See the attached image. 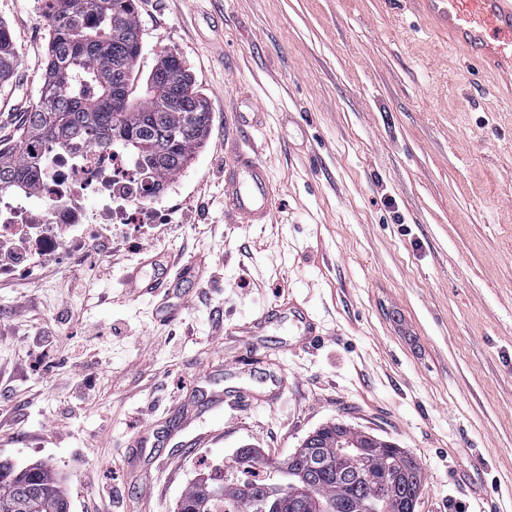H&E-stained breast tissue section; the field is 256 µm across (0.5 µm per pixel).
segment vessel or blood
I'll list each match as a JSON object with an SVG mask.
<instances>
[{"mask_svg": "<svg viewBox=\"0 0 512 512\" xmlns=\"http://www.w3.org/2000/svg\"><path fill=\"white\" fill-rule=\"evenodd\" d=\"M443 26L449 37L462 45L468 55L492 66L500 75L512 77V0H420ZM275 196L268 165L255 151H238L224 167V199L247 224H267L272 220ZM128 280L140 292L169 299L167 271L145 278L133 268Z\"/></svg>", "mask_w": 512, "mask_h": 512, "instance_id": "1", "label": "vessel or blood"}]
</instances>
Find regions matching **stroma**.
Instances as JSON below:
<instances>
[{
  "instance_id": "1",
  "label": "stroma",
  "mask_w": 512,
  "mask_h": 512,
  "mask_svg": "<svg viewBox=\"0 0 512 512\" xmlns=\"http://www.w3.org/2000/svg\"><path fill=\"white\" fill-rule=\"evenodd\" d=\"M41 0H0L17 53L0 139L44 82ZM134 93L177 54L212 122L156 199L182 222L147 248L194 263L170 309L130 287L138 255L100 266L52 357H27L16 291L0 287V461L66 480L70 512H174L199 475L291 454L342 419L420 464L417 512H512V85L450 45L417 0H136ZM262 106L239 128L242 97ZM257 147L275 221H224V165ZM221 268L205 282L208 262ZM56 266L31 289L56 316ZM294 303L324 336L297 343ZM94 379L77 402L62 386ZM250 399L236 403L239 391Z\"/></svg>"
}]
</instances>
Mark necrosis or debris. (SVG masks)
Instances as JSON below:
<instances>
[{"mask_svg": "<svg viewBox=\"0 0 512 512\" xmlns=\"http://www.w3.org/2000/svg\"><path fill=\"white\" fill-rule=\"evenodd\" d=\"M33 187L0 192V242L30 240L42 257H84L98 224H163L169 206L149 204L132 158L120 147L98 150L82 142L41 146ZM71 232L61 243L58 231Z\"/></svg>", "mask_w": 512, "mask_h": 512, "instance_id": "obj_1", "label": "necrosis or debris"}]
</instances>
